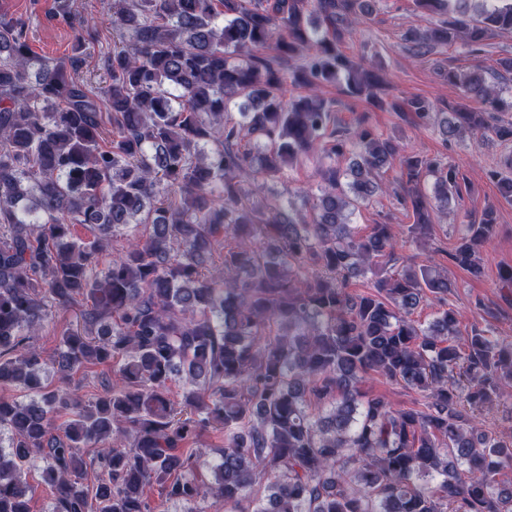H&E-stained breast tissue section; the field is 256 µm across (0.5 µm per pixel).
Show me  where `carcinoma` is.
I'll return each mask as SVG.
<instances>
[{
  "instance_id": "carcinoma-1",
  "label": "carcinoma",
  "mask_w": 512,
  "mask_h": 512,
  "mask_svg": "<svg viewBox=\"0 0 512 512\" xmlns=\"http://www.w3.org/2000/svg\"><path fill=\"white\" fill-rule=\"evenodd\" d=\"M376 2L107 0L116 40L97 88L78 75L94 20L66 61L36 58L24 27L0 22V385L25 393L0 398V512H31L25 470L37 463L50 512H512V440L481 420L512 396V339L462 335L436 265L350 290L428 236L467 177L399 153L366 114L336 127L319 95L337 84L445 140L507 144L512 56L448 69L459 101L446 112L399 100L383 70L342 50ZM416 5L439 16L403 31L418 55L459 40L477 57L512 33V0ZM290 86L305 94L286 98ZM314 154L317 191L288 193L286 211L250 202L243 183L267 188ZM395 165L413 223L362 235L353 216ZM503 167L512 158L486 178L512 199ZM497 223L486 205L448 253L473 280ZM129 224L151 231L117 243ZM431 301L422 325L412 315ZM73 306L81 328L49 363L33 339L51 309ZM92 365L112 380L86 399L70 380ZM373 374L422 401L367 394ZM211 430L223 442L206 464Z\"/></svg>"
}]
</instances>
